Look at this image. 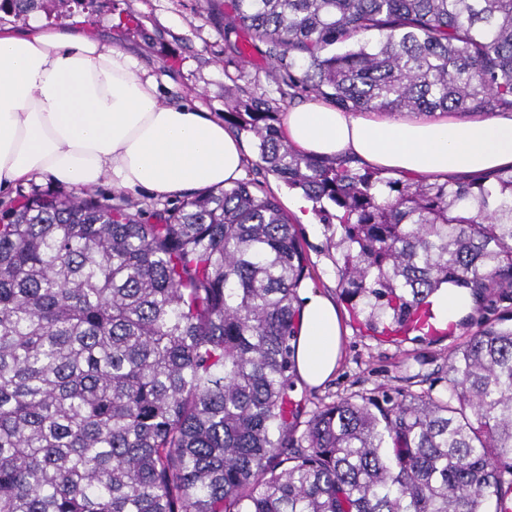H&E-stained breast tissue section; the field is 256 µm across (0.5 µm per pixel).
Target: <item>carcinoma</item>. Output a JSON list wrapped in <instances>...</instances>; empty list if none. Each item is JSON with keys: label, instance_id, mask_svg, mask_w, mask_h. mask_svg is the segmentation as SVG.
Returning <instances> with one entry per match:
<instances>
[{"label": "carcinoma", "instance_id": "obj_1", "mask_svg": "<svg viewBox=\"0 0 512 512\" xmlns=\"http://www.w3.org/2000/svg\"><path fill=\"white\" fill-rule=\"evenodd\" d=\"M21 15L39 0H0ZM279 100H225L259 167L336 226L341 294L374 334L442 286L512 294V168L440 183L303 155L278 114L512 111V0H224ZM308 257L241 180L144 224L90 194L0 218V512H512V325L471 336L445 391L294 397Z\"/></svg>", "mask_w": 512, "mask_h": 512}]
</instances>
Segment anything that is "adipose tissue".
I'll use <instances>...</instances> for the list:
<instances>
[{
	"mask_svg": "<svg viewBox=\"0 0 512 512\" xmlns=\"http://www.w3.org/2000/svg\"><path fill=\"white\" fill-rule=\"evenodd\" d=\"M281 125L303 154L442 182L512 167L510 112L406 122L316 100L283 113ZM246 163L223 119L166 103L156 76L111 43L0 29V190L48 175L81 191L108 177L119 190L181 197L239 181ZM299 298L296 368L316 387L338 365L342 321L326 295L304 288Z\"/></svg>",
	"mask_w": 512,
	"mask_h": 512,
	"instance_id": "obj_1",
	"label": "adipose tissue"
}]
</instances>
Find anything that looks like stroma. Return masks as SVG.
<instances>
[{
  "mask_svg": "<svg viewBox=\"0 0 512 512\" xmlns=\"http://www.w3.org/2000/svg\"><path fill=\"white\" fill-rule=\"evenodd\" d=\"M64 24L135 56L140 66L157 76L164 99L172 103L223 116L224 100L235 85L224 73V62L240 55L245 62L238 85L255 98L275 94L263 49L251 47L244 34L225 41L224 0H76ZM91 193L104 204L132 205L146 224L155 222L157 212L181 203L177 197L162 201L139 190H119L107 180ZM298 231L309 259L310 276L304 285L334 299L346 328L340 365L323 386L307 388L306 410L348 395L442 389L451 353L483 325L512 313V301L491 292L480 307L451 321L442 337L431 339L408 331L372 335L355 321L341 295L336 252L327 246L326 225L302 224Z\"/></svg>",
  "mask_w": 512,
  "mask_h": 512,
  "instance_id": "1",
  "label": "stroma"
}]
</instances>
